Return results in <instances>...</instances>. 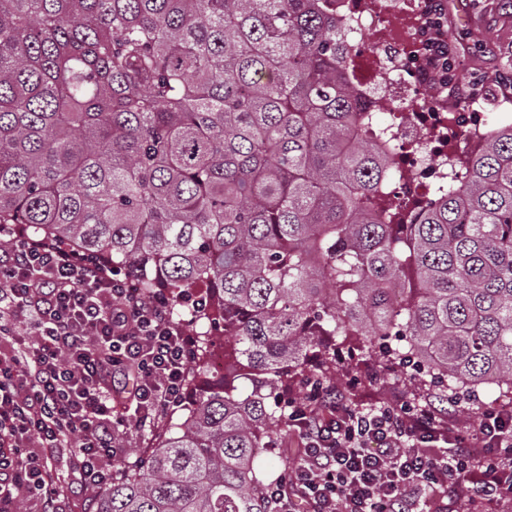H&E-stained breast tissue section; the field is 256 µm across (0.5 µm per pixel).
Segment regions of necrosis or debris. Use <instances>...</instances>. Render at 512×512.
<instances>
[{
	"label": "necrosis or debris",
	"instance_id": "1",
	"mask_svg": "<svg viewBox=\"0 0 512 512\" xmlns=\"http://www.w3.org/2000/svg\"><path fill=\"white\" fill-rule=\"evenodd\" d=\"M322 5L350 47L343 76L359 111L393 117L388 136L372 141L395 169L387 195L411 209H426L437 187L467 175L466 160L484 148L490 123L510 128L512 113L489 118L453 77H440L431 46L446 35L434 24L430 0H323ZM366 31L375 32L373 45L361 42Z\"/></svg>",
	"mask_w": 512,
	"mask_h": 512
}]
</instances>
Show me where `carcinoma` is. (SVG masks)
I'll return each instance as SVG.
<instances>
[{
    "label": "carcinoma",
    "mask_w": 512,
    "mask_h": 512,
    "mask_svg": "<svg viewBox=\"0 0 512 512\" xmlns=\"http://www.w3.org/2000/svg\"><path fill=\"white\" fill-rule=\"evenodd\" d=\"M320 0H0V224L204 289L224 373L94 512H269L295 378L359 341L512 394V129L400 224Z\"/></svg>",
    "instance_id": "obj_1"
}]
</instances>
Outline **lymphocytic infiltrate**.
Listing matches in <instances>:
<instances>
[{"mask_svg":"<svg viewBox=\"0 0 512 512\" xmlns=\"http://www.w3.org/2000/svg\"><path fill=\"white\" fill-rule=\"evenodd\" d=\"M0 512H65L49 465L71 454L80 483L103 486L126 450L121 428L184 406L195 340L164 289L146 295L120 269L0 224ZM303 448L270 512H483L512 508V410H482L455 429L433 399L395 394L378 406L342 386L289 396Z\"/></svg>","mask_w":512,"mask_h":512,"instance_id":"lymphocytic-infiltrate-1","label":"lymphocytic infiltrate"}]
</instances>
